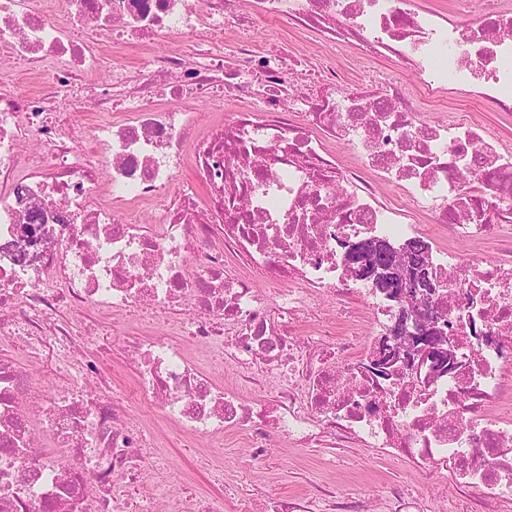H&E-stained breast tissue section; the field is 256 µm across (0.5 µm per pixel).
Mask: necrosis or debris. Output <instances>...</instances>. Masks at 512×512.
Masks as SVG:
<instances>
[{
	"mask_svg": "<svg viewBox=\"0 0 512 512\" xmlns=\"http://www.w3.org/2000/svg\"><path fill=\"white\" fill-rule=\"evenodd\" d=\"M230 2L66 0L61 17L55 0H0V50L43 85L23 95L0 76V339L27 337L69 376L55 385L0 350V512H144L132 487L164 478L142 420L71 331L88 309L169 315L160 334L128 325L110 351L135 396L194 444L242 429L254 444L273 431L300 448H376L448 471L486 512L512 503V418L498 411L512 388V250L485 264L422 236L368 179L431 203L457 237L493 222L507 239L512 152L475 124L417 112L401 89L348 91L327 67L290 60L287 45L240 44L236 65L212 46L255 17L284 15L326 41L401 59L429 91L474 88L508 109L512 8L459 27L410 0H246L244 13ZM146 38L186 47L144 64L133 87L120 54ZM106 68L111 84L93 81ZM79 84L111 112L75 120ZM227 97L246 105L200 127L197 100ZM86 143L94 160L79 152ZM187 170L197 188L181 185ZM144 205L157 226L143 224ZM38 214L41 228L22 241ZM344 231L398 251L423 239L440 282L431 311L454 329L452 368L372 373L368 354L398 306L344 265ZM264 284L288 290L272 305ZM319 295L359 297L365 322L346 333L366 328V356L289 341ZM190 343L223 353L234 389L200 368ZM264 372L278 379L269 399L257 396Z\"/></svg>",
	"mask_w": 512,
	"mask_h": 512,
	"instance_id": "4bbe7bcc",
	"label": "necrosis or debris"
}]
</instances>
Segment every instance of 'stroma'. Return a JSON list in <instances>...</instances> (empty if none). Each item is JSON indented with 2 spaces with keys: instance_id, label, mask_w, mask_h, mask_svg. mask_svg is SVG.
Returning a JSON list of instances; mask_svg holds the SVG:
<instances>
[{
  "instance_id": "35a3bbf8",
  "label": "stroma",
  "mask_w": 512,
  "mask_h": 512,
  "mask_svg": "<svg viewBox=\"0 0 512 512\" xmlns=\"http://www.w3.org/2000/svg\"><path fill=\"white\" fill-rule=\"evenodd\" d=\"M415 2L460 25L473 23L484 10L502 4V0ZM248 38L263 48L285 40L296 54L316 62L331 59L338 80L354 92L373 81L408 87L419 111L451 120L468 117L512 146V115L504 114L493 102L473 101L453 89L428 94L419 80L407 74L401 60L382 54L368 57L352 46L318 42L314 34L298 31L284 18L257 21ZM141 317L138 310L112 315L87 310L76 317L75 325L85 336L90 354L104 361L109 357V338ZM146 430L150 437L147 452L163 458L168 484L211 495L222 512H237V499L245 487L259 507L267 499L278 498L302 504L307 512H321L322 501L336 497L360 502L367 512H390L395 494L400 493L419 501L424 512H480L476 494L460 490L448 473L421 468L377 450L293 448L273 437L265 457L256 460L239 429L225 433L206 449L185 447L181 436L153 416L147 417Z\"/></svg>"
}]
</instances>
